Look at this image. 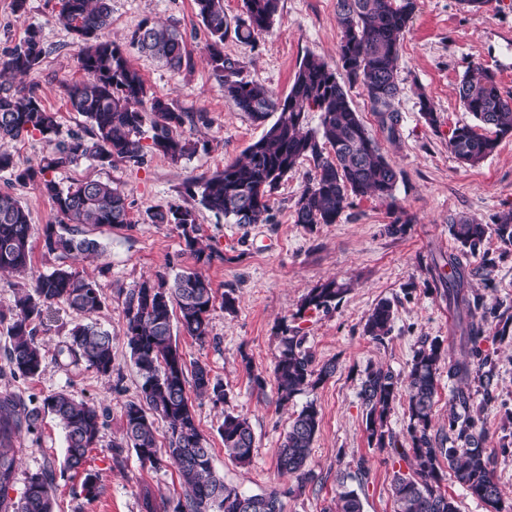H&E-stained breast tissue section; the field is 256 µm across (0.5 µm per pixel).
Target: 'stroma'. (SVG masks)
<instances>
[{"mask_svg": "<svg viewBox=\"0 0 512 512\" xmlns=\"http://www.w3.org/2000/svg\"><path fill=\"white\" fill-rule=\"evenodd\" d=\"M110 6L106 38L124 41L146 19L172 24L183 34L192 54L191 69L171 70L133 48L127 54L150 92L173 99L185 111L206 113L209 123L186 127L198 148L191 159L177 165L152 153L139 167L117 162L101 168L83 160L53 171V179L64 186L86 177L112 182L130 203L131 226H87L88 237L100 244L96 255L64 256L47 252L42 240L33 242L32 273L70 267L106 294V305L94 320L112 335L114 370L103 376L84 362L60 355L70 329L82 317L59 304L44 311L38 327L45 355L40 373L33 378L1 374L0 395L38 404L62 391L107 410V425L86 463L87 471L97 477L99 494L85 498L82 474L64 470V433L48 415L36 431L21 432L14 440L17 466L10 498H19L27 476L46 467L56 473L55 512H143L142 488L170 498L182 493L176 468L145 467L132 449L117 453L113 447L123 439L124 409L138 400L141 383L125 336L126 296L144 279L198 270L218 292L233 293L237 299L235 311L218 306L211 312L212 332L206 341L176 335L186 364L208 365L212 378L224 384L222 404L206 395L190 397L199 429L213 450L216 473L247 494L278 491L283 512H336V480L343 476L349 485L362 486L364 512H396L394 476L412 473L413 466L369 443L361 384L371 367L406 378L422 337L451 336L448 287L430 272L435 259L457 249L449 224L459 218L490 224L498 214L512 210V136L503 138L475 167L462 166L448 149L451 131L473 121L458 95L473 63H482L501 92L512 96V0H489L478 14L460 0H419L397 64L400 93L392 103L400 115L396 141L387 140L361 86L349 89L366 130L398 172L394 197L354 199L336 223L314 226L294 221V202L314 172L308 160L274 192L270 204L275 220L270 224L227 223L186 193L191 179L211 175L240 158L265 128L225 98L204 61L208 35L194 0H110ZM59 11L60 0H26L21 12L15 10L14 0H0V58L24 39L29 27H39L50 52L23 82L56 113L62 132H82L87 123L71 111L62 85L84 81L86 75L78 63L79 46L57 20ZM340 39L336 0H280L269 31L249 44L227 37L224 53L241 63L248 79L283 97L306 55L338 66ZM423 95L434 106L436 124H428L419 111ZM0 191L20 200L35 228L55 221L51 202L35 185L16 183L0 173ZM171 203L195 210L209 262L197 261L186 250L174 225L143 223L148 207ZM398 217L407 221L404 232L389 234L388 225ZM467 262L475 271L473 293L486 307L512 316V246L488 235ZM333 277L352 282L336 307L302 309L308 292ZM381 301L392 304L394 318L389 335L377 341L363 328ZM496 325L493 319L485 323L480 347L495 365L497 386L488 397L473 392L472 404L485 422L501 512H512V335L497 337ZM286 326L300 329L317 363L335 362L336 372L283 405L271 369ZM255 372L265 377L264 387L253 383ZM310 401L320 411L321 425L308 464L312 476L301 482L280 473L277 451L292 419ZM228 413L247 417L252 426L255 443L248 465H238L224 452L217 428ZM361 464L366 467L362 473L357 470Z\"/></svg>", "mask_w": 512, "mask_h": 512, "instance_id": "35a3bbf8", "label": "stroma"}]
</instances>
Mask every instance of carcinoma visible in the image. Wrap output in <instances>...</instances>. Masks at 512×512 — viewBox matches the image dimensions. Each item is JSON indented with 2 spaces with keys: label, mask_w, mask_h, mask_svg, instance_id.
<instances>
[{
  "label": "carcinoma",
  "mask_w": 512,
  "mask_h": 512,
  "mask_svg": "<svg viewBox=\"0 0 512 512\" xmlns=\"http://www.w3.org/2000/svg\"><path fill=\"white\" fill-rule=\"evenodd\" d=\"M194 2L208 32L203 57L220 82L224 97L255 122L264 123L273 113L277 117L263 136L246 148L243 158L191 182L186 187L190 195L233 224L269 223L274 219L271 196L298 163L309 160L315 174L294 202L296 224H334L349 207L352 196L393 198L397 171L366 132L348 91L327 62L315 55L306 56L288 94L279 98L247 79L241 63L224 55V39L229 33L248 44L269 30L279 0H243L246 18L235 22L228 19L224 0ZM417 8L418 0H336L341 68L350 84L361 85L390 142L397 140L395 125L400 122L399 113L392 109V101L400 93V45ZM110 13L109 0H61L59 19L80 44L79 65L88 76L86 81L66 84L64 90L71 110L88 122L86 133L62 136L56 113L43 106L35 88L0 83V140L37 133L49 147L37 165L24 169L16 168L11 154L1 151L0 171L9 172L18 183H37L51 200L61 221L43 227L44 247L50 253H95L99 243L81 236V227H123L130 224V218L127 196L111 182L91 179L64 188L47 178L48 172L82 159L101 167L116 161L139 167L154 152L179 164L197 151V143L184 135V126L208 124L206 113L185 112L173 100L148 92L123 46L101 35ZM129 45L172 70L191 66L185 39L171 25L147 19L131 33ZM47 53L41 31L28 29L23 41L0 61V80L29 73ZM459 95L478 125L454 128L448 149L460 163L475 166L494 153L501 138L512 135V98L502 95L493 75L479 63L473 64L463 79ZM310 112L320 113L316 129L307 128ZM146 139L150 143H144ZM144 223L174 225L197 260L211 258L200 246L194 210L176 204L150 207L145 210ZM490 230L503 245L512 246V210L498 215L491 226L469 220L451 224L449 232L460 252L443 255L442 264L434 265L438 278L448 279V307L454 310L450 344L444 345L438 337L421 339L403 383L382 368L368 369L362 381L360 396L369 442L389 449L400 459L410 456L415 462L413 474L394 477L397 512H458L455 501L441 489L447 468L472 496L500 512L501 494L491 469V454L484 446L485 431L471 414V393L466 389L475 380L489 398L496 379L491 359L478 347L483 329L470 321L481 303L468 291L475 271L463 262V257L476 253ZM34 234L20 201L0 192L1 272L30 270ZM350 288L349 282L328 279L307 294L302 307L327 311ZM216 299L211 280L197 271L146 279L127 295L126 336L141 384L139 400L125 406V441L141 464L154 469L172 465L182 476L185 490L171 512H282L277 491L248 495L224 483L213 468L212 449L189 403L190 386L216 403L223 402L224 384L212 378L202 363L187 371L173 339L172 316L179 311L183 331L202 342L211 335L210 312ZM105 303L106 296L96 282L75 270L57 268L32 275L31 290L17 296L10 312L11 345L6 367L24 377L40 373L44 354L36 335L43 308L65 304L90 318ZM392 322L391 303L381 301L368 315L364 333L381 341L391 332ZM305 342L300 330L283 329L282 349L272 369L281 403L316 388L336 371L333 362L315 365ZM65 348L69 356L97 373H112V336L96 323L75 325ZM444 372L449 381L459 384L452 401L460 411L449 419L448 438L439 440L432 433L431 412L437 382ZM403 396L408 403L409 426L407 437L401 441L387 420ZM46 414L52 415L65 433L64 466L74 472L84 466L106 425L105 412L65 392L50 394L39 405L1 396L0 512H53L55 475L51 469L30 474L19 500L9 498L16 468L14 438L23 429L35 431ZM157 419L168 426L163 456L156 440ZM320 421L312 402L293 418L278 449L280 472L299 480L310 474L306 466ZM218 433L229 457L240 464L249 462L254 433L246 418L224 415ZM336 512H363L358 491L343 477L337 479Z\"/></svg>",
  "instance_id": "cac0c4a2"
}]
</instances>
